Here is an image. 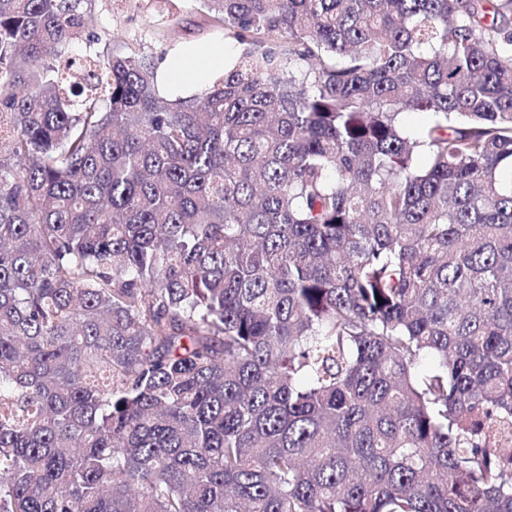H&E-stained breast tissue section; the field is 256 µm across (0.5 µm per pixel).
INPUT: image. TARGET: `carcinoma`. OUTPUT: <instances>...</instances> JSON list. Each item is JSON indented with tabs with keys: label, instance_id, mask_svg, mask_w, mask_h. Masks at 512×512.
Wrapping results in <instances>:
<instances>
[{
	"label": "carcinoma",
	"instance_id": "1",
	"mask_svg": "<svg viewBox=\"0 0 512 512\" xmlns=\"http://www.w3.org/2000/svg\"><path fill=\"white\" fill-rule=\"evenodd\" d=\"M91 2L0 0V512H512V0H197L173 100Z\"/></svg>",
	"mask_w": 512,
	"mask_h": 512
}]
</instances>
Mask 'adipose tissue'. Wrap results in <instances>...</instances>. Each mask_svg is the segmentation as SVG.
Returning <instances> with one entry per match:
<instances>
[{
  "label": "adipose tissue",
  "mask_w": 512,
  "mask_h": 512,
  "mask_svg": "<svg viewBox=\"0 0 512 512\" xmlns=\"http://www.w3.org/2000/svg\"><path fill=\"white\" fill-rule=\"evenodd\" d=\"M226 60L225 53L204 47L181 54L173 61L164 60L158 67L157 88L163 93L175 88L185 96L203 93L209 86L208 73L223 70Z\"/></svg>",
  "instance_id": "obj_1"
}]
</instances>
